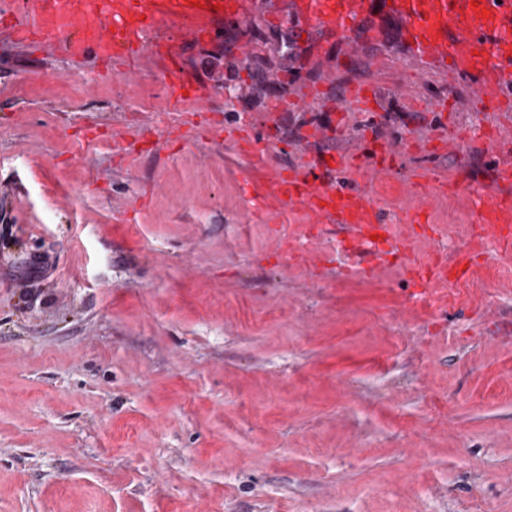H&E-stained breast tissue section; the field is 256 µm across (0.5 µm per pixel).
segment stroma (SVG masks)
<instances>
[{
    "mask_svg": "<svg viewBox=\"0 0 512 512\" xmlns=\"http://www.w3.org/2000/svg\"><path fill=\"white\" fill-rule=\"evenodd\" d=\"M265 2L288 20L257 13L249 52L234 30L181 46L211 100L177 112L152 56L126 74L0 28V512H512V253L457 300L416 299L403 260L466 250L479 199L416 175L488 181L474 133L512 142V108L418 71L391 21L376 67H330L324 33ZM358 84L372 111H336ZM244 120L292 163L401 143L381 181L335 176L399 254L350 273L338 232L267 212Z\"/></svg>",
    "mask_w": 512,
    "mask_h": 512,
    "instance_id": "35a3bbf8",
    "label": "stroma"
}]
</instances>
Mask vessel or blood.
<instances>
[{"label":"vessel or blood","instance_id":"obj_1","mask_svg":"<svg viewBox=\"0 0 512 512\" xmlns=\"http://www.w3.org/2000/svg\"><path fill=\"white\" fill-rule=\"evenodd\" d=\"M219 3L214 11L207 0L197 5L189 0H16L8 15L14 39L25 46H57L72 57L92 53L126 65L147 53L161 61L159 77L179 86L184 72L173 44L201 43L228 28L246 32L258 8L257 0ZM290 10L314 29L336 36L350 61L362 49L355 32L372 34L383 18L396 17L419 66L438 67L449 84L468 83L478 107H485L493 90L500 94V105L512 104V0H291ZM485 144L498 158L492 189L464 177L437 181L428 171L421 177L440 190L478 194L484 235L507 248L512 246V144L497 138ZM375 147L372 163L349 166L327 159L288 166L275 152L258 150L248 133L239 150L268 171L263 193L276 210L303 207L317 223L340 226L350 243L369 241L381 250L390 236L376 205L331 177L344 169L354 180L371 182L388 172L395 148L386 141Z\"/></svg>","mask_w":512,"mask_h":512}]
</instances>
